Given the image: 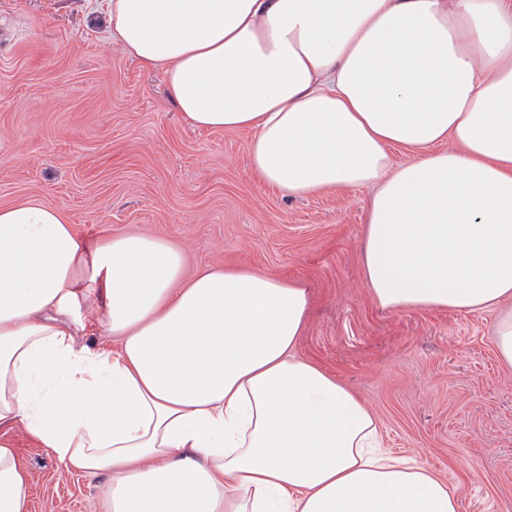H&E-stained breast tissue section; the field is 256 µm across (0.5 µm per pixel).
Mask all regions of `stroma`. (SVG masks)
I'll use <instances>...</instances> for the list:
<instances>
[{
  "mask_svg": "<svg viewBox=\"0 0 512 512\" xmlns=\"http://www.w3.org/2000/svg\"><path fill=\"white\" fill-rule=\"evenodd\" d=\"M106 0H0V205L38 198L88 238L144 231L188 274L242 267L303 282L296 353L348 385L384 448L459 487L458 512H512V367L496 311L388 310L363 275L371 189L286 199L250 167L245 132L192 127L160 70L108 35ZM28 512H90L107 481L6 431ZM496 347L499 359L512 367V310L503 313L496 327Z\"/></svg>",
  "mask_w": 512,
  "mask_h": 512,
  "instance_id": "obj_1",
  "label": "stroma"
}]
</instances>
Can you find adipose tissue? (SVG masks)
Wrapping results in <instances>:
<instances>
[{"label":"adipose tissue","mask_w":512,"mask_h":512,"mask_svg":"<svg viewBox=\"0 0 512 512\" xmlns=\"http://www.w3.org/2000/svg\"><path fill=\"white\" fill-rule=\"evenodd\" d=\"M108 9L186 121L250 132L252 170L282 196L373 188L364 280L381 307L512 301V0ZM185 268L162 238L90 240L45 201L0 206V428L109 475L107 512H457L459 488L383 451L360 398L295 355L302 282ZM0 512H28L5 439Z\"/></svg>","instance_id":"ef3b65f1"}]
</instances>
